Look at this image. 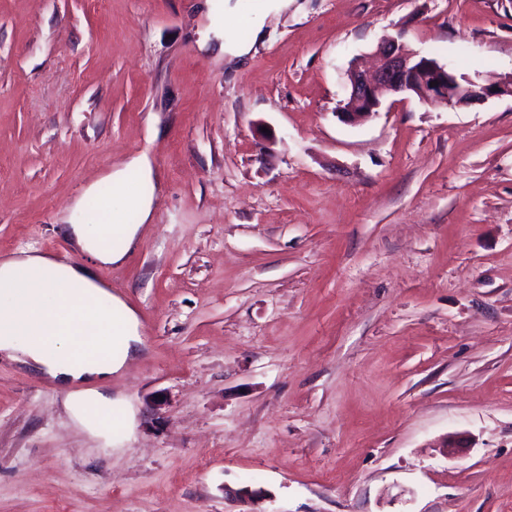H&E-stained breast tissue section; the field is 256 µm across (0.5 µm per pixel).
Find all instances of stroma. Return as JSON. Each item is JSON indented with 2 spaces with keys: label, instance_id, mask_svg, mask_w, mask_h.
I'll return each mask as SVG.
<instances>
[{
  "label": "stroma",
  "instance_id": "obj_1",
  "mask_svg": "<svg viewBox=\"0 0 512 512\" xmlns=\"http://www.w3.org/2000/svg\"><path fill=\"white\" fill-rule=\"evenodd\" d=\"M224 2L0 0V257L153 186L131 423L0 357V512H512V97L337 116L386 36L512 75V0H292L231 64ZM67 407L74 420L84 430L92 434H98L109 439L112 426L109 420L117 415L119 426L129 425V412L119 400H113L111 396L95 390H87L68 396Z\"/></svg>",
  "mask_w": 512,
  "mask_h": 512
}]
</instances>
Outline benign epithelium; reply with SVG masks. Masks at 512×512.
Returning a JSON list of instances; mask_svg holds the SVG:
<instances>
[{
    "mask_svg": "<svg viewBox=\"0 0 512 512\" xmlns=\"http://www.w3.org/2000/svg\"><path fill=\"white\" fill-rule=\"evenodd\" d=\"M376 54L379 64L375 70L365 72L352 67L347 71V95L338 116L348 123L356 124L375 114L385 96H406L423 104L440 102L454 107L512 96V76L495 81L467 76L461 81L450 65L406 50L399 36L382 40ZM433 81L437 85L432 87Z\"/></svg>",
    "mask_w": 512,
    "mask_h": 512,
    "instance_id": "obj_1",
    "label": "benign epithelium"
}]
</instances>
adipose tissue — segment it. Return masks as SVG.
<instances>
[{
	"label": "adipose tissue",
	"instance_id": "adipose-tissue-1",
	"mask_svg": "<svg viewBox=\"0 0 512 512\" xmlns=\"http://www.w3.org/2000/svg\"><path fill=\"white\" fill-rule=\"evenodd\" d=\"M138 230L98 219L67 225L65 233L78 250L110 265L126 255ZM21 315L22 329L15 323ZM90 334L106 337V348L88 346ZM139 342L134 314L101 286L93 268L39 252L0 258V351L18 354L20 364L68 389L67 407L89 433L108 436L114 418L128 426L129 412L111 396L91 389L76 394L73 386L109 379Z\"/></svg>",
	"mask_w": 512,
	"mask_h": 512
}]
</instances>
